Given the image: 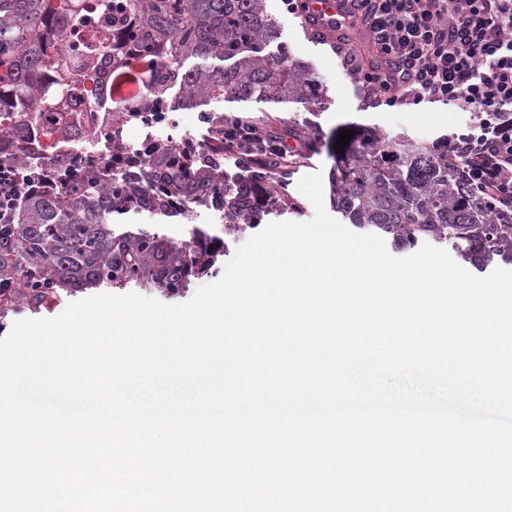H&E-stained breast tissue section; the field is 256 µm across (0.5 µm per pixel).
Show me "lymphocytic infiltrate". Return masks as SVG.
Here are the masks:
<instances>
[{
  "label": "lymphocytic infiltrate",
  "instance_id": "f902f5d3",
  "mask_svg": "<svg viewBox=\"0 0 512 512\" xmlns=\"http://www.w3.org/2000/svg\"><path fill=\"white\" fill-rule=\"evenodd\" d=\"M288 13L336 31L364 26L370 64L347 53L359 91L393 108L442 103L470 115L448 135V159L465 165L474 189L512 210V0H337L336 14L314 15V0H283ZM305 144L260 131L247 118L224 119V154L262 171L287 174ZM41 176L0 165V225Z\"/></svg>",
  "mask_w": 512,
  "mask_h": 512
}]
</instances>
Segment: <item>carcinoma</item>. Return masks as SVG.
Listing matches in <instances>:
<instances>
[{
	"label": "carcinoma",
	"instance_id": "obj_1",
	"mask_svg": "<svg viewBox=\"0 0 512 512\" xmlns=\"http://www.w3.org/2000/svg\"><path fill=\"white\" fill-rule=\"evenodd\" d=\"M277 38L264 0H0V162L30 170L29 146L40 144L51 167L48 185L0 228V299L21 288L37 310L49 296L131 287L175 298L224 251L194 223L195 208L219 212L228 234L257 227L274 190L259 187L258 173L229 182L218 135L196 151L157 139L128 156L115 131L112 159L97 164L54 152L90 139L82 111L133 121L166 103L200 108L218 128L224 115L206 109L213 101L318 100L320 85L288 49L270 50ZM128 85L145 95L124 98ZM333 155L332 205L356 229L402 251L449 246L480 270L512 265V210L475 191L447 150L358 127ZM131 214L181 217L189 239L118 227Z\"/></svg>",
	"mask_w": 512,
	"mask_h": 512
}]
</instances>
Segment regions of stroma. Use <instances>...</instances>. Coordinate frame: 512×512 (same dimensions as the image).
Listing matches in <instances>:
<instances>
[{
	"instance_id": "stroma-1",
	"label": "stroma",
	"mask_w": 512,
	"mask_h": 512,
	"mask_svg": "<svg viewBox=\"0 0 512 512\" xmlns=\"http://www.w3.org/2000/svg\"><path fill=\"white\" fill-rule=\"evenodd\" d=\"M267 10L281 24V39L291 53L306 62L312 76L323 87L321 103L305 105L288 103H212L215 111L246 116L261 130L283 135L292 140H328L331 134L347 125H370L385 133L405 135L415 142L430 145L454 129L469 116L449 111L440 103H425L415 109L386 108L373 98L354 89L351 79L333 50L332 35H313L304 17L288 14L281 0H266ZM333 159L327 148L311 152L306 163L290 171L287 177L269 176V185L278 189L272 222H306L315 214L312 203L299 192V180L309 174L328 172Z\"/></svg>"
}]
</instances>
